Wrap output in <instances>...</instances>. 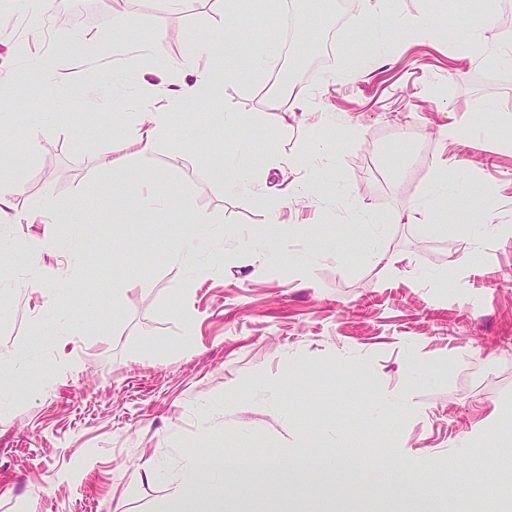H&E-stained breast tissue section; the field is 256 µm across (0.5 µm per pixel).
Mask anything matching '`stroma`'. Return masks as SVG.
Listing matches in <instances>:
<instances>
[{
  "instance_id": "obj_1",
  "label": "stroma",
  "mask_w": 512,
  "mask_h": 512,
  "mask_svg": "<svg viewBox=\"0 0 512 512\" xmlns=\"http://www.w3.org/2000/svg\"><path fill=\"white\" fill-rule=\"evenodd\" d=\"M67 2L35 13L0 0V135L14 137L0 142V174L18 213L47 195L82 208L36 256L49 224L0 223V512H164L189 467L211 479L219 449L224 512H512L493 475L512 464V0H383L360 34L356 0L307 77L300 118L259 95L277 94L290 55L258 74L250 55L227 50L220 105L245 125L225 133L205 104L174 113L120 180L98 158L133 124L126 99L138 87L105 78L142 62L114 59L109 45L151 33L153 60L178 61L218 39L217 14L211 0H137L129 29L103 8L59 22ZM236 7L253 52L281 33L278 0ZM291 7L305 19L295 45L320 51L334 6ZM423 13L438 40L385 24ZM484 15L473 63L455 38ZM34 56L53 58L58 92L17 83ZM70 86L85 96L67 97ZM456 120L466 135L442 140ZM240 140L308 158L293 177L316 192L281 199L263 165L227 189L213 166ZM152 170L167 172L154 191L171 206L147 212L140 180ZM446 172L454 195L431 227L408 223ZM103 192L126 223L99 207ZM484 213L496 231L480 227ZM46 274L53 312L31 289ZM71 313L84 327L62 351ZM275 459L282 478L259 476L256 464Z\"/></svg>"
}]
</instances>
